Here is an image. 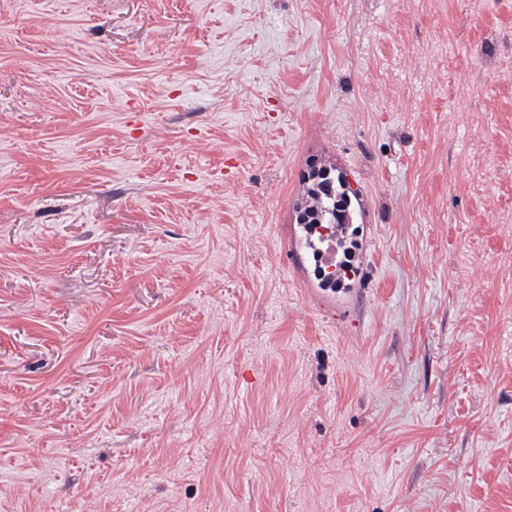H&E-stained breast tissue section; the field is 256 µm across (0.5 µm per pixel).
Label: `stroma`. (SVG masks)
<instances>
[{"instance_id":"35a3bbf8","label":"stroma","mask_w":512,"mask_h":512,"mask_svg":"<svg viewBox=\"0 0 512 512\" xmlns=\"http://www.w3.org/2000/svg\"><path fill=\"white\" fill-rule=\"evenodd\" d=\"M0 512H512V0H0ZM320 171L329 172V179L332 180V190L325 192L321 185L324 181L316 179L313 175L309 176L311 187L308 194L312 200L310 205H301L296 208L297 233L291 230V243L286 253L288 267L297 273L304 268V260L308 262L317 256L320 266L323 269L336 267V237L320 235L319 240L313 236V228L306 224H346L345 215L351 211L352 198L356 200L354 193L350 188L346 189V182L342 175L336 177V165ZM339 178L341 180H339ZM329 192L332 195H329ZM340 204L341 207L337 205ZM340 208V209H338ZM341 211V218L336 217V210ZM370 260L361 254L358 258L356 276L347 285L336 286L333 282H327L316 273L309 276L307 270L306 288L316 310L324 316L333 319L352 320L361 313V305L367 293L369 285L368 265Z\"/></svg>"}]
</instances>
